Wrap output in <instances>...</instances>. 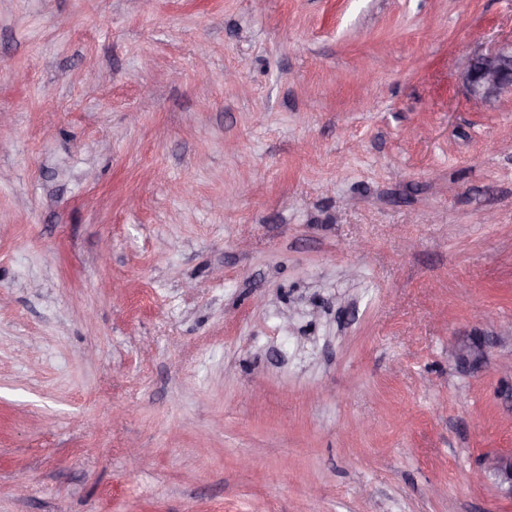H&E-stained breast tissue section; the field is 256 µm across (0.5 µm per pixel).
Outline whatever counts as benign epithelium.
Masks as SVG:
<instances>
[{
  "label": "benign epithelium",
  "mask_w": 512,
  "mask_h": 512,
  "mask_svg": "<svg viewBox=\"0 0 512 512\" xmlns=\"http://www.w3.org/2000/svg\"><path fill=\"white\" fill-rule=\"evenodd\" d=\"M471 96L490 104L512 89V41L493 50L474 55L463 75ZM457 359L479 367L484 359V344L470 337L463 338L456 347ZM487 469L498 479L500 486L512 496V453H498L488 459Z\"/></svg>",
  "instance_id": "obj_1"
}]
</instances>
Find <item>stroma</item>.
I'll use <instances>...</instances> for the list:
<instances>
[{"label":"stroma","mask_w":512,"mask_h":512,"mask_svg":"<svg viewBox=\"0 0 512 512\" xmlns=\"http://www.w3.org/2000/svg\"><path fill=\"white\" fill-rule=\"evenodd\" d=\"M509 41L512 0H0V512H512V93L462 80ZM484 344L470 337L463 338L456 347L457 359L468 365L480 367L484 359ZM487 469L498 479L501 487L512 496V453H498L488 459Z\"/></svg>","instance_id":"35a3bbf8"}]
</instances>
